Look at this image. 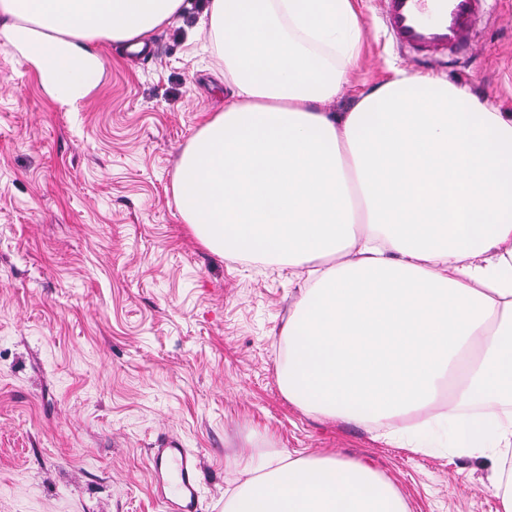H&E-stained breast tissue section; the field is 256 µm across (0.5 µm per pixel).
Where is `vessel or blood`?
<instances>
[{
	"label": "vessel or blood",
	"mask_w": 512,
	"mask_h": 512,
	"mask_svg": "<svg viewBox=\"0 0 512 512\" xmlns=\"http://www.w3.org/2000/svg\"><path fill=\"white\" fill-rule=\"evenodd\" d=\"M486 0H381L384 22L403 49L424 57L466 51ZM154 472L167 494L162 512H198L200 456L174 439L151 449Z\"/></svg>",
	"instance_id": "1"
}]
</instances>
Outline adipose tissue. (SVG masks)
Segmentation results:
<instances>
[{
	"label": "adipose tissue",
	"instance_id": "1",
	"mask_svg": "<svg viewBox=\"0 0 512 512\" xmlns=\"http://www.w3.org/2000/svg\"><path fill=\"white\" fill-rule=\"evenodd\" d=\"M187 0H0V37L52 101L101 81L93 48L138 52ZM228 95L183 148L172 197L206 248L305 266L282 330L283 393L382 440L493 461L512 512V116L402 70L346 112L352 0H201ZM226 512H409L378 470L280 453L244 467Z\"/></svg>",
	"mask_w": 512,
	"mask_h": 512
}]
</instances>
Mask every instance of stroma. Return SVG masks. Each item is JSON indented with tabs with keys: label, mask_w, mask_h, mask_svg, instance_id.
Instances as JSON below:
<instances>
[{
	"label": "stroma",
	"mask_w": 512,
	"mask_h": 512,
	"mask_svg": "<svg viewBox=\"0 0 512 512\" xmlns=\"http://www.w3.org/2000/svg\"><path fill=\"white\" fill-rule=\"evenodd\" d=\"M190 2L147 52L96 41L103 77L73 108L0 38V512H160L148 451L168 438L203 460L201 512H224L241 459L274 451L369 464L410 512H499L488 459L397 448L283 394L305 269L209 251L172 198L182 149L224 107V58ZM355 3L362 54L326 110L400 69L512 115V0L428 65L396 47L380 0Z\"/></svg>",
	"instance_id": "stroma-1"
}]
</instances>
